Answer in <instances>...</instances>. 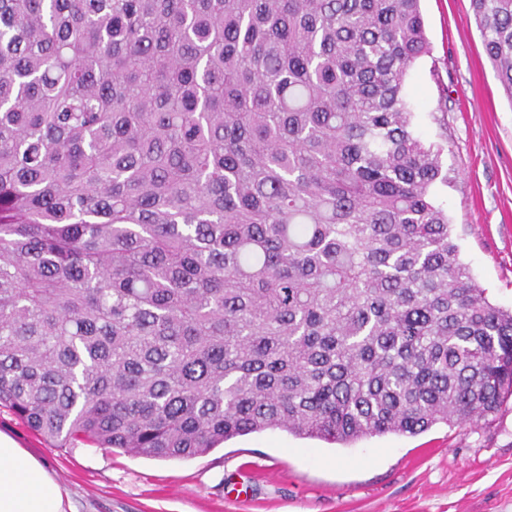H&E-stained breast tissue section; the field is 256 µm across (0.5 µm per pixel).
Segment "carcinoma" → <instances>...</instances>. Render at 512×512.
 <instances>
[{
	"instance_id": "obj_1",
	"label": "carcinoma",
	"mask_w": 512,
	"mask_h": 512,
	"mask_svg": "<svg viewBox=\"0 0 512 512\" xmlns=\"http://www.w3.org/2000/svg\"><path fill=\"white\" fill-rule=\"evenodd\" d=\"M471 7L512 101V0ZM428 54L420 0H0V406L161 460L495 415Z\"/></svg>"
}]
</instances>
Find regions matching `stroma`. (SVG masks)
Returning <instances> with one entry per match:
<instances>
[{
	"label": "stroma",
	"instance_id": "obj_1",
	"mask_svg": "<svg viewBox=\"0 0 512 512\" xmlns=\"http://www.w3.org/2000/svg\"><path fill=\"white\" fill-rule=\"evenodd\" d=\"M431 53L407 78L418 133L444 113L452 179L438 201L459 258L489 300L512 309V100L470 0H421ZM0 431L49 465L72 512H512V399L475 425L443 424L341 447L275 430L187 460L57 448L0 407Z\"/></svg>",
	"mask_w": 512,
	"mask_h": 512
}]
</instances>
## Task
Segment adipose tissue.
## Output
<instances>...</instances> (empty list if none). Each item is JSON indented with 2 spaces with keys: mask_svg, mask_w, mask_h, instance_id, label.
I'll return each instance as SVG.
<instances>
[{
  "mask_svg": "<svg viewBox=\"0 0 512 512\" xmlns=\"http://www.w3.org/2000/svg\"><path fill=\"white\" fill-rule=\"evenodd\" d=\"M0 512H66L63 491L47 463L2 432Z\"/></svg>",
  "mask_w": 512,
  "mask_h": 512,
  "instance_id": "1",
  "label": "adipose tissue"
}]
</instances>
